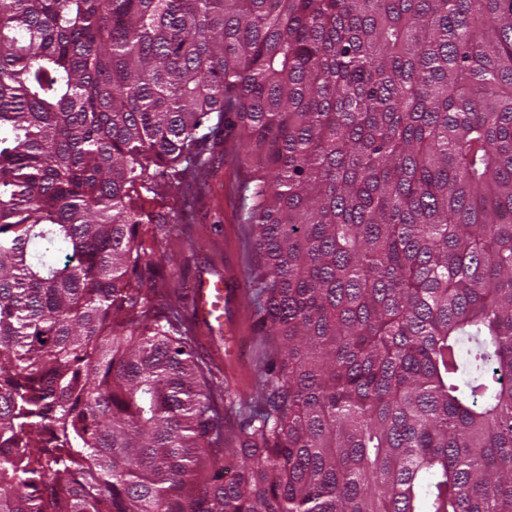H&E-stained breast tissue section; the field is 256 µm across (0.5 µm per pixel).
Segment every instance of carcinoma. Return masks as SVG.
Wrapping results in <instances>:
<instances>
[{"instance_id": "carcinoma-1", "label": "carcinoma", "mask_w": 512, "mask_h": 512, "mask_svg": "<svg viewBox=\"0 0 512 512\" xmlns=\"http://www.w3.org/2000/svg\"><path fill=\"white\" fill-rule=\"evenodd\" d=\"M226 130L245 404L147 206ZM0 438V512H512V0H0Z\"/></svg>"}]
</instances>
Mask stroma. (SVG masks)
I'll list each match as a JSON object with an SVG mask.
<instances>
[{
    "mask_svg": "<svg viewBox=\"0 0 512 512\" xmlns=\"http://www.w3.org/2000/svg\"><path fill=\"white\" fill-rule=\"evenodd\" d=\"M209 164L182 184L167 188L156 208L166 214L173 231L159 239L155 250L175 278L170 285L172 303L190 335L202 365L241 392L254 393L258 373L270 344L253 325L248 294L257 259L249 246L250 228L244 188L254 168L246 161L235 135H224L209 145ZM224 277L238 291L226 309L234 330L235 357L225 361L214 351L193 317L189 290L204 277Z\"/></svg>",
    "mask_w": 512,
    "mask_h": 512,
    "instance_id": "1",
    "label": "stroma"
}]
</instances>
